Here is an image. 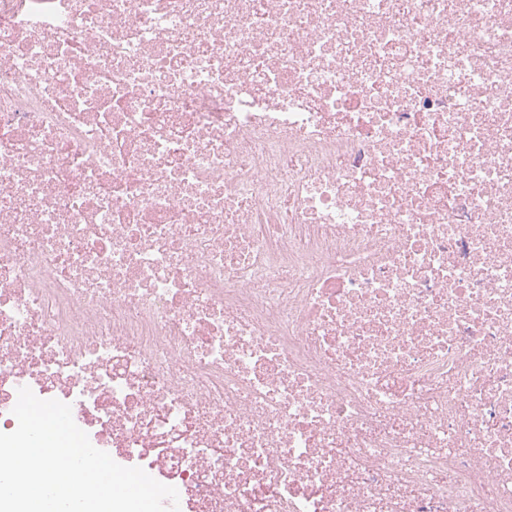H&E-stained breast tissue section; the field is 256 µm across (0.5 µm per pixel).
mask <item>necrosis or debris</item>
<instances>
[{
    "label": "necrosis or debris",
    "mask_w": 512,
    "mask_h": 512,
    "mask_svg": "<svg viewBox=\"0 0 512 512\" xmlns=\"http://www.w3.org/2000/svg\"><path fill=\"white\" fill-rule=\"evenodd\" d=\"M23 386L179 512H512V0H0Z\"/></svg>",
    "instance_id": "necrosis-or-debris-1"
}]
</instances>
